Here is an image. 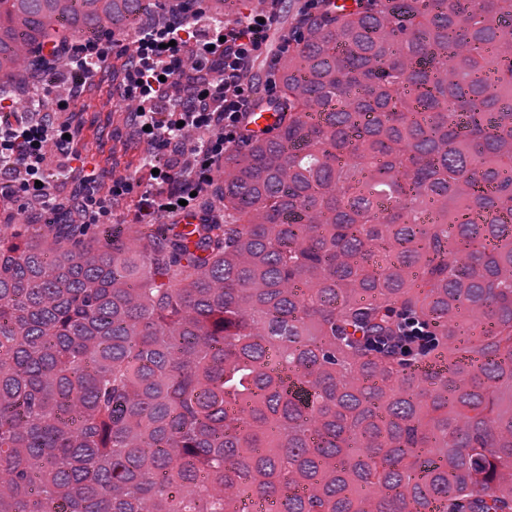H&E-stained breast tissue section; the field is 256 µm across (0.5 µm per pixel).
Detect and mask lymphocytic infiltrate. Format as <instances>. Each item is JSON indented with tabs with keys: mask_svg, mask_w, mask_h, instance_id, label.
Masks as SVG:
<instances>
[{
	"mask_svg": "<svg viewBox=\"0 0 512 512\" xmlns=\"http://www.w3.org/2000/svg\"><path fill=\"white\" fill-rule=\"evenodd\" d=\"M281 12V0H270L266 11H253L236 23L214 25L205 0L195 7H177L166 24H147L135 36V50L125 62L127 95L137 102L133 121L145 128L156 153L143 159L157 170L159 185H146L140 195L137 218L141 221L165 213L176 216L183 209H197L201 197L214 182L231 145L239 141L255 105L258 90L274 95L277 61L270 58V34ZM195 47V65L201 79L183 99L170 103L168 92L182 64L185 45ZM55 54L68 58L75 89H82L104 66L108 47L86 43L78 51L58 45ZM266 66L263 85H256L252 70ZM195 138H187V131ZM53 143L61 156L58 174H67L80 154L63 131L51 121L32 124L20 118L14 100L0 91V203L13 204L18 197L38 201L41 223H53L62 205L51 189L44 169L43 148ZM24 172L22 180L10 177L12 169Z\"/></svg>",
	"mask_w": 512,
	"mask_h": 512,
	"instance_id": "1",
	"label": "lymphocytic infiltrate"
}]
</instances>
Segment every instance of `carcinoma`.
Here are the masks:
<instances>
[{
	"mask_svg": "<svg viewBox=\"0 0 512 512\" xmlns=\"http://www.w3.org/2000/svg\"><path fill=\"white\" fill-rule=\"evenodd\" d=\"M166 11L0 0V79ZM294 28L215 222L0 237V512H512V0Z\"/></svg>",
	"mask_w": 512,
	"mask_h": 512,
	"instance_id": "1",
	"label": "carcinoma"
}]
</instances>
